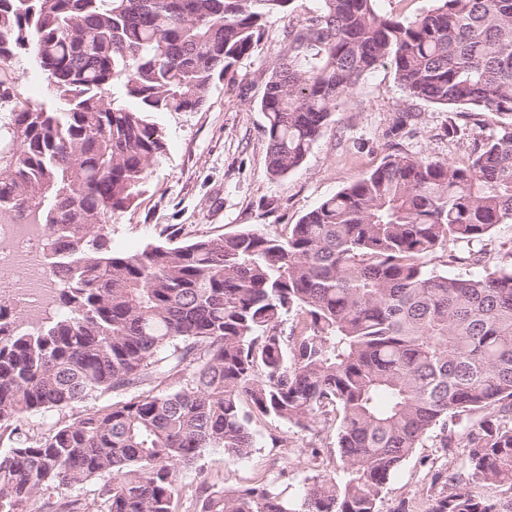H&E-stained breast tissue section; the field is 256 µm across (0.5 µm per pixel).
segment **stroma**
<instances>
[{
  "instance_id": "stroma-1",
  "label": "stroma",
  "mask_w": 512,
  "mask_h": 512,
  "mask_svg": "<svg viewBox=\"0 0 512 512\" xmlns=\"http://www.w3.org/2000/svg\"><path fill=\"white\" fill-rule=\"evenodd\" d=\"M313 5V0H293L291 17L267 19L252 53L215 80L201 109L154 114L165 150L151 167L141 196L113 218L114 251L139 252L164 243L167 227L176 230L181 242L246 228L282 232L398 147L415 155L467 161L465 144L449 142L445 134L448 110L408 98L386 64L362 77L354 94L339 102L330 129L301 167L283 178L267 175L266 118L260 100L286 50L289 25L300 23ZM406 111L414 115L411 126L390 135L396 117ZM254 429L258 446L249 458L233 461L210 450L195 467L180 473L181 512H186L202 478L229 490L266 481L297 496L307 478L335 471V428L301 431L261 420ZM272 432L283 438V446H272ZM465 457L461 448L449 454L431 446L417 449L390 479L379 512H393L403 501L408 512H428L429 466L460 472Z\"/></svg>"
}]
</instances>
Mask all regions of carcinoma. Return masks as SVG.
I'll return each instance as SVG.
<instances>
[{
    "instance_id": "obj_1",
    "label": "carcinoma",
    "mask_w": 512,
    "mask_h": 512,
    "mask_svg": "<svg viewBox=\"0 0 512 512\" xmlns=\"http://www.w3.org/2000/svg\"><path fill=\"white\" fill-rule=\"evenodd\" d=\"M316 2L265 84L267 173L299 168L387 63L409 97L455 113L448 140L468 141V163L398 151L285 235L119 254L112 217L164 151L152 114L199 110L291 0H0V63L29 56L59 102L20 99L23 75L0 68V223L43 225L62 277L36 322L0 296V512L88 483L99 512H178L181 470L208 450L249 457L261 418L336 426L338 472L298 499L202 483L193 512H379L430 440L466 449L470 481L433 473L429 512H502L472 485L512 495V267H489L512 223V0H434L405 19ZM482 112L500 118L492 135L456 121ZM108 394L47 433L22 423ZM48 508L86 512L77 495Z\"/></svg>"
}]
</instances>
